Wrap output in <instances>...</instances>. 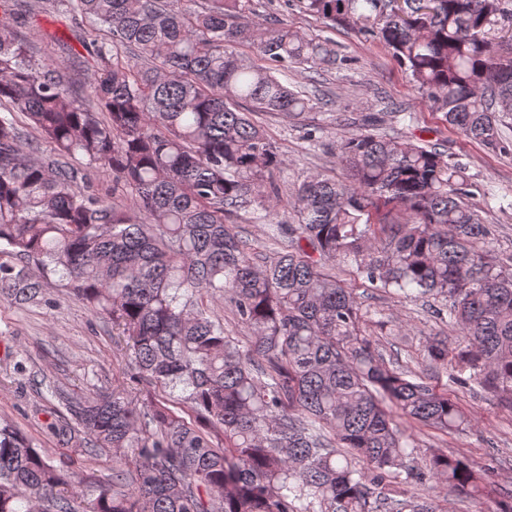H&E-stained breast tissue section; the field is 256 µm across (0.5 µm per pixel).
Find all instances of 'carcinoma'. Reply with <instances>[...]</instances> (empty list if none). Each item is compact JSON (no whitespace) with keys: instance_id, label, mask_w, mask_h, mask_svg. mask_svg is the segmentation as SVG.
<instances>
[{"instance_id":"obj_1","label":"carcinoma","mask_w":512,"mask_h":512,"mask_svg":"<svg viewBox=\"0 0 512 512\" xmlns=\"http://www.w3.org/2000/svg\"><path fill=\"white\" fill-rule=\"evenodd\" d=\"M94 36L87 101L61 63L35 68L0 10V296L37 303L58 282L127 337L129 390L56 388L57 441L109 448L112 485L87 509L93 475L59 468L0 424V512H434L433 479L512 512L487 470L430 451L407 468L413 430L471 421L445 392L387 367L363 334L341 261L399 300L432 297L459 343L427 358L512 410V268L468 204L466 165L369 130L336 145L345 180L298 185V223L278 221L281 160L251 112L294 117L304 91L279 75L336 62L331 41L241 20L249 0H47ZM381 43L445 121L493 152L512 117V0H300ZM257 45L265 65L232 47ZM26 116L38 136L25 138ZM112 177L101 194L74 162ZM129 191V203L117 200ZM378 201L403 224H376ZM289 244L257 259L226 224L240 212ZM222 301L250 336L224 335ZM262 355V361L253 353Z\"/></svg>"}]
</instances>
